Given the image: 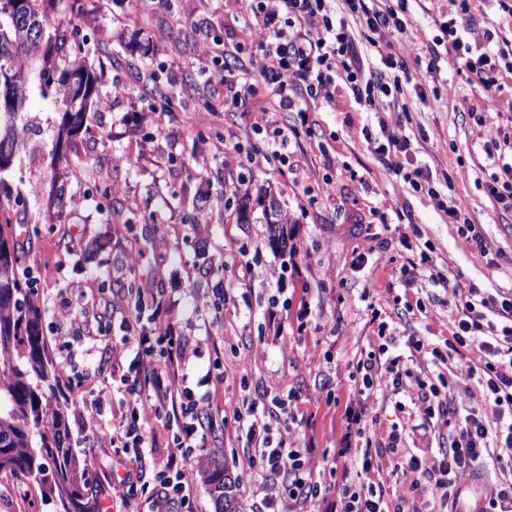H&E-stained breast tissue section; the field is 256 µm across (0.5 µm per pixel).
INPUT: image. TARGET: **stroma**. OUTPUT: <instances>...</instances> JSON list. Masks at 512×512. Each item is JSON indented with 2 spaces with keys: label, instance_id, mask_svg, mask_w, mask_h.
Segmentation results:
<instances>
[{
  "label": "stroma",
  "instance_id": "35a3bbf8",
  "mask_svg": "<svg viewBox=\"0 0 512 512\" xmlns=\"http://www.w3.org/2000/svg\"><path fill=\"white\" fill-rule=\"evenodd\" d=\"M410 27L403 44L428 45L444 20L448 0H407ZM247 0H173L170 10L137 15L133 0H104L80 34L104 77L101 107L78 137L80 152L95 151L106 164L100 184L52 169L47 154L59 121L52 98L33 94L28 109L39 125L26 137L10 181L30 208L41 207L50 182L71 203L60 223H23L16 239L27 244L35 294L45 310L44 335L55 362L65 363L61 386L68 398L71 445L89 459L88 480L100 488L102 512H116L110 499L114 471L122 470L98 437L127 410L129 396L112 386V342L129 307L122 288L129 273L142 287L162 291L176 335L192 340L197 354L185 369L196 387L212 364L216 382L212 433L186 466L197 512H216L203 479L212 458H222L239 481L240 501L252 512L261 478L251 468V445L223 414L263 395L295 394L293 410L306 419L292 426L295 446L312 449L308 466L331 480L343 470L335 457L344 428V404L360 383L351 374L361 352L379 336L392 337L390 354L404 355L414 372L436 378L430 355L409 348L408 337L445 349L468 289H512V212L490 200L492 173L486 145L497 137L498 113L512 107V86L493 98L474 96L459 74L455 53L441 52L440 75L424 91L405 85L397 98L378 99V113L358 106L344 83L331 102L311 109L309 125L293 112L276 122L296 127L289 166L266 162L263 149L272 125L265 113L268 91L257 84L247 111L224 104V86L200 71L202 38L230 42L240 35L238 18ZM155 79L170 96L148 97L144 79ZM126 91L113 96V81ZM403 123L412 149L403 164L428 168L434 178L450 174V196L462 198L490 253L479 257L471 242L435 199L413 190L378 161L362 127ZM275 122V123H276ZM238 144L249 164H225L226 143ZM278 198L290 217L288 244L268 241L263 199ZM250 221L238 223L239 199ZM210 260L214 271L198 270ZM275 270L268 283L251 270ZM311 311L301 315V301ZM381 312L372 320L366 306ZM222 305L219 324L209 325L197 305ZM277 307L279 320L267 312ZM64 327L67 341L56 329ZM102 390L99 412L84 404ZM367 434L376 448L392 431L401 434L399 454L377 457L367 479L392 489L408 480L409 456L431 458L446 435L415 426L426 416L415 385L399 394L378 390ZM0 512H54V503L21 476H0Z\"/></svg>",
  "mask_w": 512,
  "mask_h": 512
}]
</instances>
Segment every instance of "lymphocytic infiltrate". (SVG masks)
<instances>
[{
	"label": "lymphocytic infiltrate",
	"mask_w": 512,
	"mask_h": 512,
	"mask_svg": "<svg viewBox=\"0 0 512 512\" xmlns=\"http://www.w3.org/2000/svg\"><path fill=\"white\" fill-rule=\"evenodd\" d=\"M346 4L347 15L342 18L333 0H251L240 27L260 53L259 66L227 65L219 49L202 47L203 57L221 76L225 103L236 109L245 106L260 81L273 98V111L300 113L308 101H330L333 87L341 81L355 102L372 112L378 98L401 93L402 81L393 80L394 71H401L403 81L420 89L434 80L438 56L414 71L405 57L392 51L409 25L405 9L382 7L379 0H346ZM494 6L512 18V0H448V20L441 27L449 49L460 54L467 86L483 97L496 96L512 83V50L503 49L506 33L489 17ZM477 29L482 32L480 40L465 42V35ZM498 118L499 136L487 153L494 168L487 189L493 201L512 211V113H499ZM410 146L406 134L395 132L378 141L375 152L381 162L390 163L396 176L418 190L427 183L428 173L420 168L406 172L395 161ZM152 305L154 323H143L138 315L121 322L124 334L113 346V355H120L124 345L136 347L132 373L121 380L129 395L128 409L100 444L136 464L113 485L129 512H193L184 470L208 438L214 398L211 392L184 387L183 367L195 348L166 323L163 299L153 298ZM411 345L431 352L436 360L451 359L455 383L477 381L495 407L500 427L489 431L475 410L458 407L435 385L419 382L428 418L442 420L448 429V447L438 449L430 462L409 457L403 471L413 479L407 488L388 492L372 483L356 487L346 483L334 495L306 468L308 449L290 447L285 437L272 435L274 422L290 425L296 423L295 415L273 409L263 414L252 404L233 408L234 427L246 432L253 443L251 464L258 467L263 481L257 512H312V505L319 502L324 503V512H406L409 493L424 479L435 512H459L460 472L484 475L493 464L512 468V289L491 293L469 289L451 327L447 351L431 350L421 339ZM474 348L483 354L477 365L467 356ZM357 370L362 385L345 407V432L336 455L354 461L363 474L373 467V453L370 446L358 448L352 441L366 435L371 391L377 386L399 390L413 373L402 356L383 358L372 351L358 360ZM157 421L172 431L171 447L159 448L153 430ZM148 461L153 464L149 472L144 469Z\"/></svg>",
	"instance_id": "lymphocytic-infiltrate-1"
}]
</instances>
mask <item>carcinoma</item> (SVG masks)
Here are the masks:
<instances>
[{"instance_id":"cac0c4a2","label":"carcinoma","mask_w":512,"mask_h":512,"mask_svg":"<svg viewBox=\"0 0 512 512\" xmlns=\"http://www.w3.org/2000/svg\"><path fill=\"white\" fill-rule=\"evenodd\" d=\"M25 13L12 18L0 0V68L22 73L11 104H0V475H22L53 500L67 501V512H100L97 492L87 479V458L70 443L68 413L56 398L60 377L43 333V311L34 299L31 269L17 246L13 224L29 210L25 197L2 174L8 172L25 145L33 118L28 93L53 91L54 103L68 111L53 135L50 164L65 166L90 180L98 177L102 158L89 155L73 164L75 138L98 103L96 86L103 65L90 62L88 51L75 39L80 24L93 14L88 0H71L69 14L55 18L44 3L24 0ZM83 76L78 88L70 75ZM48 220L66 206L63 190L50 184ZM269 242L286 246L288 212L275 198L264 209ZM217 512H241L238 482L224 461L213 459L203 472Z\"/></svg>"}]
</instances>
